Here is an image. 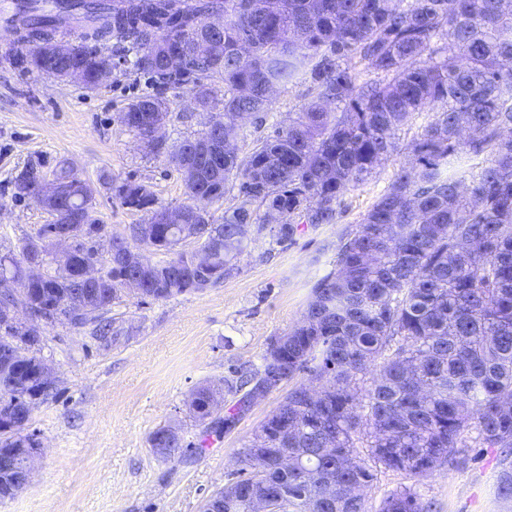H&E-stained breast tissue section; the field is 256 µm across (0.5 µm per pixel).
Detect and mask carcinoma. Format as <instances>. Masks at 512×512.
I'll use <instances>...</instances> for the list:
<instances>
[{
  "label": "carcinoma",
  "mask_w": 512,
  "mask_h": 512,
  "mask_svg": "<svg viewBox=\"0 0 512 512\" xmlns=\"http://www.w3.org/2000/svg\"><path fill=\"white\" fill-rule=\"evenodd\" d=\"M223 17V30L197 52L199 24ZM83 25L87 32L65 60L42 57L47 75L71 68L96 84L112 59L99 48L123 44L132 68L162 79L193 74L195 99L213 101L205 80L224 79L222 113L202 133L177 144L196 179L184 184L178 208L196 226L197 248L181 249L180 225L166 219L152 186L112 180L122 206L147 215L106 234L94 217L84 224L76 265L101 267L86 288L59 282L45 262L25 286L24 300L50 309L70 293L89 295V319L125 295L167 300L199 293L235 270L246 242L265 233L294 240L299 225L336 224L344 195L367 181L395 152L404 163L356 227L342 235L334 268L312 287L301 322L274 340L279 363L235 371L224 384H202L189 401L204 435L233 428L257 390L277 389L274 372H303L319 387L299 385L261 425L243 451L244 467L224 497V512H251L255 487L275 512H362L360 491L371 467L352 458L366 448L387 469L426 477L456 448H512V0H54L39 10L22 0L15 31L36 51ZM181 69L169 70L172 56ZM365 63L374 77L359 81ZM307 86L310 100L239 153L242 113L266 124L269 88ZM168 100L146 95L127 105V126L146 136L153 113ZM427 116L403 146L399 135ZM208 136L218 152H193ZM66 215L93 206L94 187L70 170ZM236 204L224 223L197 213V201ZM205 251L208 262H197ZM139 262L131 265L127 255ZM37 355L17 378L29 400L0 395V448L32 441L10 430L31 419L47 394L39 388ZM381 361L364 398L353 380ZM238 396L224 416V394ZM152 448L179 459L184 439L162 427ZM286 456L288 468L278 465ZM382 512H427L409 489L391 493Z\"/></svg>",
  "instance_id": "carcinoma-1"
}]
</instances>
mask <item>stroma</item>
<instances>
[{
  "mask_svg": "<svg viewBox=\"0 0 512 512\" xmlns=\"http://www.w3.org/2000/svg\"><path fill=\"white\" fill-rule=\"evenodd\" d=\"M20 52L14 31L0 29L1 253H19L27 236L53 220L16 194L14 180L29 168L50 177L69 165L94 186L96 216L110 231L145 216L113 198L109 178L148 182L160 206L186 204L167 149L151 152L121 114L138 97L162 95L170 101L167 148L201 132L211 113L195 104L193 77L166 84L135 72L116 53L111 80L89 91L24 68ZM403 161L393 154L349 191L339 223L299 228L284 247L268 237L249 241L236 273L216 286L169 300L122 297L109 313L117 339H99L91 323L44 325L40 355L58 383L29 423L43 452L30 483L0 499V512H200L207 496L234 481L242 451L266 417L310 378L301 373L283 382L231 431L209 437L188 414L191 392L234 369L260 366L271 340L301 321L313 284L334 267L342 233L359 223ZM164 426L179 428L190 442L184 457L153 451L150 436ZM506 471L512 453L498 448L457 449L425 478L379 467L362 491L363 510L380 512L390 492L408 487L430 512H512V494L500 489Z\"/></svg>",
  "mask_w": 512,
  "mask_h": 512,
  "instance_id": "35a3bbf8",
  "label": "stroma"
}]
</instances>
